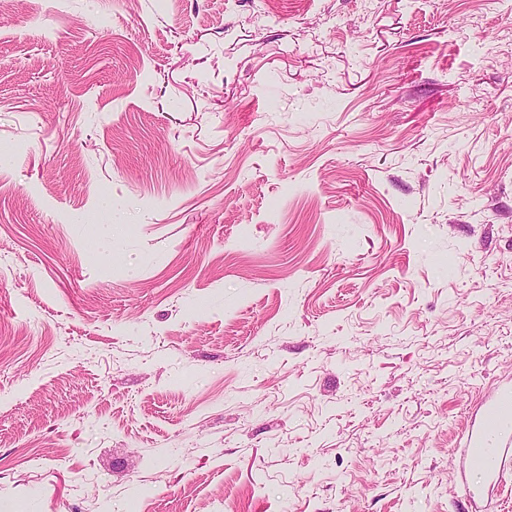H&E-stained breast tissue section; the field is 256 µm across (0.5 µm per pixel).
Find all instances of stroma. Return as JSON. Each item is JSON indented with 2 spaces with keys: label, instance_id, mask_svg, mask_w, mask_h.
<instances>
[{
  "label": "stroma",
  "instance_id": "stroma-1",
  "mask_svg": "<svg viewBox=\"0 0 512 512\" xmlns=\"http://www.w3.org/2000/svg\"><path fill=\"white\" fill-rule=\"evenodd\" d=\"M504 388L512 0L0 13V512H473Z\"/></svg>",
  "mask_w": 512,
  "mask_h": 512
}]
</instances>
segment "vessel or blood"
<instances>
[{
  "instance_id": "obj_1",
  "label": "vessel or blood",
  "mask_w": 512,
  "mask_h": 512,
  "mask_svg": "<svg viewBox=\"0 0 512 512\" xmlns=\"http://www.w3.org/2000/svg\"><path fill=\"white\" fill-rule=\"evenodd\" d=\"M461 456L465 469L501 477L512 469V392L501 393L485 410Z\"/></svg>"
}]
</instances>
